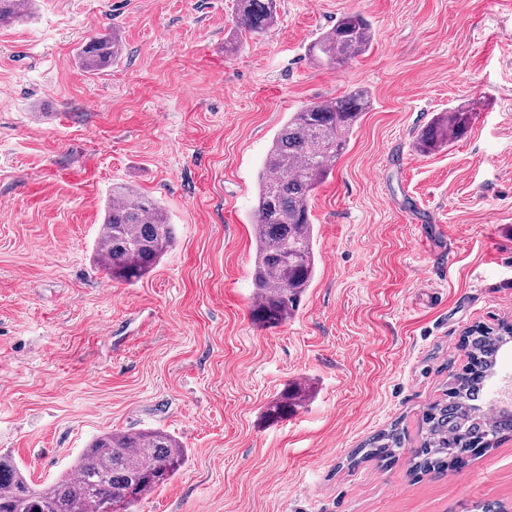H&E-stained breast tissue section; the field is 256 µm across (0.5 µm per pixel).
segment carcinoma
<instances>
[{"instance_id":"1","label":"carcinoma","mask_w":512,"mask_h":512,"mask_svg":"<svg viewBox=\"0 0 512 512\" xmlns=\"http://www.w3.org/2000/svg\"><path fill=\"white\" fill-rule=\"evenodd\" d=\"M36 8L19 0H0V26L27 18ZM235 34L226 50L265 35L278 19V0H235ZM369 21L346 13L308 49L318 65L340 66L368 52ZM123 55L121 36L109 31L78 54L88 72L102 71ZM370 108L363 91L313 102L290 113L267 152L257 180L255 252L252 269L256 314L269 327L293 318L316 271L315 224L311 199L332 173L348 138ZM475 107L458 105L437 113L417 134L414 148L427 155L469 131ZM174 243L173 225L163 205L127 185L112 188L94 250L96 264L115 279L135 282L150 273ZM512 341V326L477 325L466 332L470 366L453 376L447 398L425 417L422 444L411 471L425 474L461 461L471 448H488L512 432V407L488 413L487 381L494 376L500 351ZM310 389L298 384L282 394L278 411L300 407ZM398 428L381 431L357 454L381 460L401 448ZM181 442L162 429L110 431L93 438L70 471L46 488L32 485L11 458L0 455V512H131L144 496L171 480L185 464Z\"/></svg>"}]
</instances>
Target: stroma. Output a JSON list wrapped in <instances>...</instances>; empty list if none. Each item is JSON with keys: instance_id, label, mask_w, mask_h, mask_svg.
<instances>
[{"instance_id": "35a3bbf8", "label": "stroma", "mask_w": 512, "mask_h": 512, "mask_svg": "<svg viewBox=\"0 0 512 512\" xmlns=\"http://www.w3.org/2000/svg\"><path fill=\"white\" fill-rule=\"evenodd\" d=\"M232 11L41 0L0 29V454L47 485L95 436L160 427L189 460L132 512H512V435L410 472L466 331L512 322V0H279L275 28L229 53ZM352 12L371 50L313 64L310 44ZM112 29L120 62L82 71ZM356 89L371 108L311 201L316 277L293 319L264 326L260 165L289 113ZM468 101L461 140L415 151ZM119 184L175 230L134 284L92 258ZM296 383L309 401L277 413ZM394 425L393 457L350 466ZM474 112V104H469L437 113L417 134L415 150L427 155L445 148L453 140L461 139L469 131Z\"/></svg>"}]
</instances>
